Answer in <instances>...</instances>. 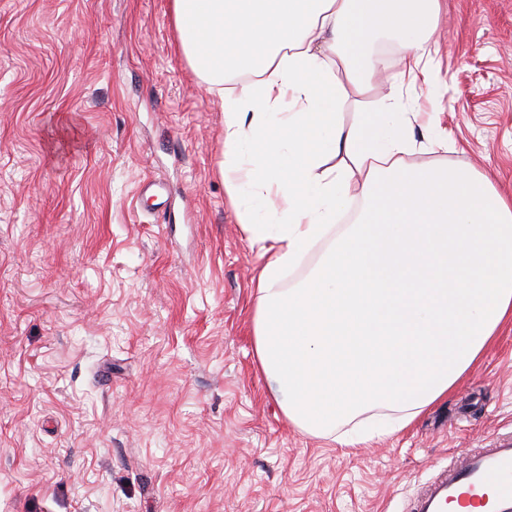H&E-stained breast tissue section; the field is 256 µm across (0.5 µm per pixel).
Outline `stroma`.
<instances>
[{
  "instance_id": "obj_1",
  "label": "stroma",
  "mask_w": 512,
  "mask_h": 512,
  "mask_svg": "<svg viewBox=\"0 0 512 512\" xmlns=\"http://www.w3.org/2000/svg\"><path fill=\"white\" fill-rule=\"evenodd\" d=\"M437 35L404 160L512 197V0H441ZM223 152L170 0H0V512H407L512 440V326L393 436L291 425Z\"/></svg>"
}]
</instances>
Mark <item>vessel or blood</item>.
Instances as JSON below:
<instances>
[{
    "instance_id": "vessel-or-blood-1",
    "label": "vessel or blood",
    "mask_w": 512,
    "mask_h": 512,
    "mask_svg": "<svg viewBox=\"0 0 512 512\" xmlns=\"http://www.w3.org/2000/svg\"><path fill=\"white\" fill-rule=\"evenodd\" d=\"M512 512V442L463 451L418 494L412 512H447L452 503Z\"/></svg>"
}]
</instances>
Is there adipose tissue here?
<instances>
[{"label": "adipose tissue", "instance_id": "ef3b65f1", "mask_svg": "<svg viewBox=\"0 0 512 512\" xmlns=\"http://www.w3.org/2000/svg\"><path fill=\"white\" fill-rule=\"evenodd\" d=\"M440 0H172L181 49L224 115L221 172L268 210L239 215L263 264L254 352L299 430L353 448L403 430L447 398L512 322V200L483 175L407 165L411 119L381 87L384 30L402 43L397 79L431 83L424 59ZM253 75L240 96L228 72ZM290 111H283L284 102ZM260 149L243 157L244 144ZM361 198L356 224L337 209ZM318 269L284 287L321 241Z\"/></svg>", "mask_w": 512, "mask_h": 512}]
</instances>
